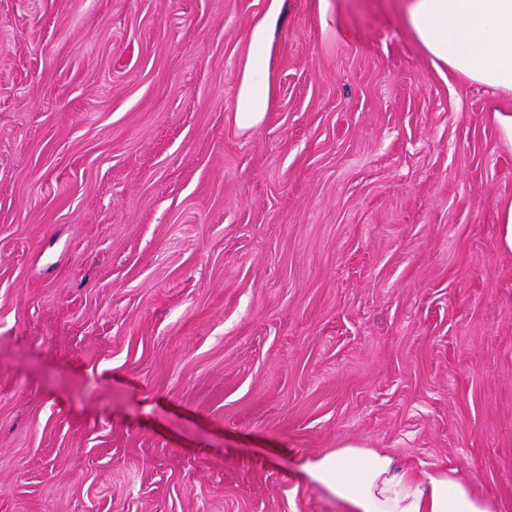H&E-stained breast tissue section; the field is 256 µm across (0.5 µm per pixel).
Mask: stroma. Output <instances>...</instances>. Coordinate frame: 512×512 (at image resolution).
<instances>
[{
	"mask_svg": "<svg viewBox=\"0 0 512 512\" xmlns=\"http://www.w3.org/2000/svg\"><path fill=\"white\" fill-rule=\"evenodd\" d=\"M0 0V512H345L347 441L512 512V96L402 0ZM283 0H270L266 13L250 28L247 50L240 61L234 121L241 129L259 125L273 100L271 54L273 31Z\"/></svg>",
	"mask_w": 512,
	"mask_h": 512,
	"instance_id": "35a3bbf8",
	"label": "stroma"
}]
</instances>
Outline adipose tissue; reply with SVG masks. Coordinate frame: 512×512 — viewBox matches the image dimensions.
<instances>
[{"label": "adipose tissue", "mask_w": 512, "mask_h": 512, "mask_svg": "<svg viewBox=\"0 0 512 512\" xmlns=\"http://www.w3.org/2000/svg\"><path fill=\"white\" fill-rule=\"evenodd\" d=\"M282 0L250 28L240 61L234 121L259 125L273 100V31ZM405 20L436 61L467 80L512 94V0H406ZM301 474L347 512H496L457 469H420L387 450L345 442L301 465Z\"/></svg>", "instance_id": "ef3b65f1"}]
</instances>
